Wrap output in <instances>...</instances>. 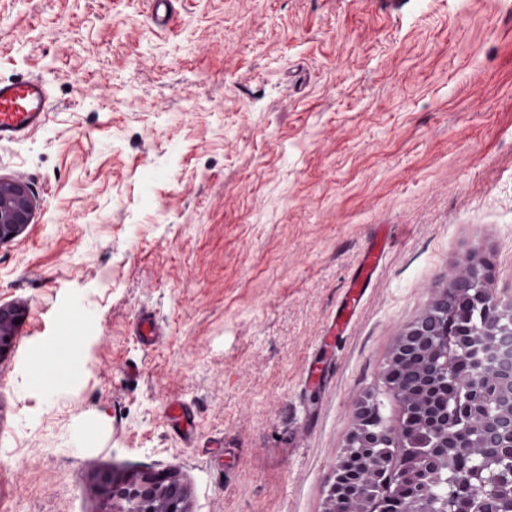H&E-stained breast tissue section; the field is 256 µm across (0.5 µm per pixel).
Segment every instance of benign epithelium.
I'll use <instances>...</instances> for the list:
<instances>
[{
  "instance_id": "7a95c632",
  "label": "benign epithelium",
  "mask_w": 512,
  "mask_h": 512,
  "mask_svg": "<svg viewBox=\"0 0 512 512\" xmlns=\"http://www.w3.org/2000/svg\"><path fill=\"white\" fill-rule=\"evenodd\" d=\"M36 198L19 178H0V243L21 235L32 223ZM493 268L486 259L470 257L461 265L448 287L439 291L432 305L446 303L457 294H466L470 308L490 307L493 319L476 332L464 311L451 315V337L439 339L429 332L424 318L407 325L391 351L383 378L403 405L398 430L381 422L378 396L362 395L356 403L355 422L330 487L327 512H371L351 506L348 467L358 466L357 481L364 497L379 493L397 494L410 502L408 512H451L457 496L469 494L482 499L485 512H498L502 489L485 483L459 485L448 481V500L441 508L430 507L427 492L431 482L445 470H457L455 456L448 449L461 447L453 435L442 434L425 453L419 454L405 437L406 425L433 428L445 411L470 423L469 446L489 447L512 455V300L498 299L491 285ZM23 309L18 304L0 305V359L15 347L16 328ZM467 386L463 402L448 400V386ZM399 450L400 466L395 468L378 448ZM104 492L112 500V512H125L123 501L132 499L148 512H188L187 491L176 475L159 471H139L124 476L103 473L99 477Z\"/></svg>"
}]
</instances>
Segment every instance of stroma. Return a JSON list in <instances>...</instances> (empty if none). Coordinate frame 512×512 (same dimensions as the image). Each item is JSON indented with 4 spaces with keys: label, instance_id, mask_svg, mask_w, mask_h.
Returning <instances> with one entry per match:
<instances>
[{
    "label": "stroma",
    "instance_id": "1",
    "mask_svg": "<svg viewBox=\"0 0 512 512\" xmlns=\"http://www.w3.org/2000/svg\"><path fill=\"white\" fill-rule=\"evenodd\" d=\"M22 77L50 114L0 144L37 200L0 244V304L25 308L0 512H112L102 470L172 472L188 512H326L355 399L400 423L401 330L472 254L512 299V0H172L164 27L150 0H0V80ZM65 327L72 375L41 389ZM385 252L383 245H377L369 249L362 256L353 278L349 281L344 295L336 308L334 317L335 328L339 329L348 325L354 315L359 302L372 283L373 276L377 271L382 255Z\"/></svg>",
    "mask_w": 512,
    "mask_h": 512
}]
</instances>
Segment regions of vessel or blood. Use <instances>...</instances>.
<instances>
[{
  "mask_svg": "<svg viewBox=\"0 0 512 512\" xmlns=\"http://www.w3.org/2000/svg\"><path fill=\"white\" fill-rule=\"evenodd\" d=\"M49 87L41 78L0 81V143L22 142L45 124L49 107ZM383 246L364 253L336 308L335 327L348 325L377 271Z\"/></svg>",
  "mask_w": 512,
  "mask_h": 512,
  "instance_id": "obj_1",
  "label": "vessel or blood"
}]
</instances>
